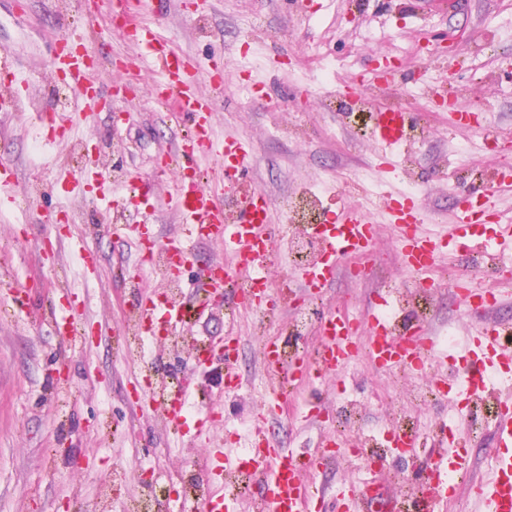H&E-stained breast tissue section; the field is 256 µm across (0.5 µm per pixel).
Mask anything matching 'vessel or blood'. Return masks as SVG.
Here are the masks:
<instances>
[{"label": "vessel or blood", "mask_w": 512, "mask_h": 512, "mask_svg": "<svg viewBox=\"0 0 512 512\" xmlns=\"http://www.w3.org/2000/svg\"><path fill=\"white\" fill-rule=\"evenodd\" d=\"M165 3L166 0H106L108 13L124 20L128 39L138 52L139 65L134 69L126 68L120 60L104 59L81 33L58 35L52 66L57 82L72 93L73 107L67 115L58 111L54 101H45L36 111L40 128L65 136L72 130V113L86 115L102 106L104 69L124 74L125 82L113 86L115 93L131 89L145 92L150 100L179 114L187 123L185 134L173 147L163 150L157 161L159 173L175 182L172 202L180 222L179 232L163 241L150 235L148 226L154 203L149 184L131 179L127 191L118 197L122 211L136 217L135 223L123 225V232L136 238L145 258L159 252L166 255L163 279L179 277L190 260L191 243L209 240L224 247L223 257L211 260L199 271L200 279L209 287L225 289L235 276H247L257 285L256 291L245 299L250 306H273L298 293L323 294L335 281L342 257L369 256L376 236L375 225L362 209L344 207L327 212L323 223L309 229L322 249L314 264L298 271V290L271 288L262 271V262L274 247L271 198L262 189L242 190L241 182L255 162L252 149L246 140L233 134L216 140L213 131L214 104L224 95V73L218 70L208 74V92L204 95L189 84L195 58L175 50L156 22ZM395 78L391 70L360 74L351 96L360 98L372 87L389 88ZM28 89V81L14 70L9 54H1L0 112L25 111ZM411 119V113L393 107L380 108L374 115L371 137L386 149L402 145L407 140L406 128ZM207 156L215 157L219 163V178L210 185L197 165L198 159ZM99 177L97 168L91 167L80 177L65 176L59 189L64 196L80 197L86 183ZM18 183L16 168L1 161L0 210L19 200ZM385 208L402 267L419 275L431 272L447 254L461 249L470 253L512 246V226L504 223L502 213L496 212L487 192L462 195L444 234L422 232V211L408 193L388 194ZM454 295L465 314L482 322L463 359L449 358L447 351L439 348L438 339L424 317H416L404 335H396L385 317L388 301L380 294L364 317L354 318L336 308H327L318 322L314 358L302 356L286 366L289 387L298 388L308 382L321 384L364 356L381 372L407 368L423 374L431 386L450 398L461 388L484 395L491 376L512 372V329L489 318L496 297L463 285L455 289ZM136 310L137 323L148 336H173L179 334L184 324L182 307L167 299L160 286L140 290ZM49 316L61 335H78L80 310L73 305L72 292L61 291ZM240 343L238 330L227 328L220 356L226 365L224 390L228 393L241 384V375L235 368ZM188 395V389H181L179 395L162 404V413L169 424L182 430L190 445L208 447L215 419L185 412ZM285 402L279 385H272L254 419L248 453L225 457L223 466L214 468L217 481L202 502V512H239L237 500L224 495L222 477L225 471L245 468L251 469L260 489L257 502L261 512H312L313 504L324 499V490L312 487L302 477L303 471L317 462V455L302 457L283 452L267 432V420L275 417L278 406ZM496 405L494 476L487 484L474 482L472 493L485 499L487 512H512V392L497 397ZM303 417L322 425L321 450L345 447L341 435L328 427L329 411L322 401L310 402ZM453 446L452 454L438 456L425 467V512H438L439 507L447 505L457 493L460 477L471 469L469 442L457 439ZM379 494V488L349 479L338 488L336 497L345 512H351L357 503H371Z\"/></svg>", "instance_id": "vessel-or-blood-1"}]
</instances>
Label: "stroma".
<instances>
[{"label": "stroma", "mask_w": 512, "mask_h": 512, "mask_svg": "<svg viewBox=\"0 0 512 512\" xmlns=\"http://www.w3.org/2000/svg\"><path fill=\"white\" fill-rule=\"evenodd\" d=\"M308 2L309 12L301 15L295 0H169L159 21L173 46L200 65L222 57L227 87L216 103L215 136L235 134L253 143L256 164L247 181L270 193L275 223H287L281 203L291 197L312 193L326 209L344 204L378 210L387 193L405 190L411 181L429 213L423 224L428 233L449 224L458 191L473 187L493 193L498 209L512 216V189H498L491 179L512 162V0H426L414 11L404 10L401 0ZM30 6L21 19L0 8V51L15 56L32 95L40 98L54 90L50 61L59 22L45 0H30ZM87 35L105 56L130 52L124 30L108 13L99 15ZM384 58L396 66L398 82L388 91L370 89L369 99L391 101L410 92V106L421 110L426 132L422 143L388 149L393 170L383 177L365 124L344 118L331 95ZM447 76L458 107L469 111L485 103L493 142H486L483 131L450 124L447 111L434 106L432 92ZM117 111L123 123H114ZM185 131L174 116L130 93L76 118L69 139L39 156L32 114H0V161L15 165L20 184L38 186L25 212L0 217V512H122L125 498L144 491L141 476L164 484L200 463L201 449L154 419L133 393L137 374L120 345L137 300L129 276L140 273L148 284L158 276L142 265L137 244L116 232L112 213L113 198L137 175L153 185L152 231L164 239L177 230L168 205L172 182L158 175L156 161ZM90 148L103 163L102 187L83 198L58 195V176L81 173ZM452 166L462 178L455 191L448 187ZM83 248L96 259L89 273L79 260ZM397 250L389 230H382L372 247L370 278L355 283L338 274L319 306L332 304L358 316L376 293L388 291L393 278L414 282V275L400 269ZM223 254L220 245L196 244L194 260L182 273L186 342L175 351L159 336L149 348L178 365L192 388L191 403L218 412L214 438L231 454L238 448L231 433L242 432L261 403L266 374L255 363L257 348L263 338L280 335L300 310L282 305L245 318L239 326L243 386L225 394L223 359L202 367L195 361L198 349L227 326L223 309L196 314L205 294L197 273ZM59 288L87 301L84 339L58 335L47 319ZM426 318L436 334L456 337L449 355H465L473 323L450 290H437ZM425 383L412 373L393 379L361 360L346 368L341 382L296 389L292 426L275 432L283 449L305 454L315 450L321 432L299 416L307 401L320 399L330 409L360 401L366 427L382 432L395 426L393 411L400 406L421 430L453 426L473 449L472 479L484 477L493 450L490 434L471 437L464 411L451 402L418 406L412 393ZM416 466L409 456L393 454L357 469L328 453L303 477L325 488L323 512H336V488L345 479L380 483L396 500L404 492L403 477Z\"/></svg>", "instance_id": "1"}]
</instances>
